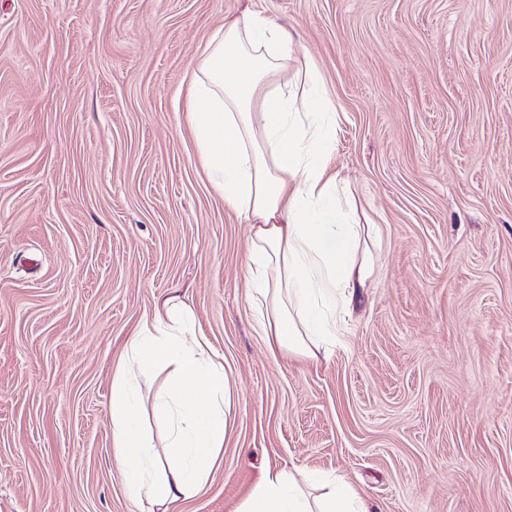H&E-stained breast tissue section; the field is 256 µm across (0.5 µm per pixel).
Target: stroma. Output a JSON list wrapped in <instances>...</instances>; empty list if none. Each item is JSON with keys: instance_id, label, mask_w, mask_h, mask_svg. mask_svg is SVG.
I'll return each mask as SVG.
<instances>
[{"instance_id": "1", "label": "stroma", "mask_w": 512, "mask_h": 512, "mask_svg": "<svg viewBox=\"0 0 512 512\" xmlns=\"http://www.w3.org/2000/svg\"><path fill=\"white\" fill-rule=\"evenodd\" d=\"M338 114L328 164L378 228L363 301L311 360L270 352L248 226L184 127L241 0H0V512H141L112 364L190 304L237 387L206 488L342 477L369 512H512V0H253Z\"/></svg>"}]
</instances>
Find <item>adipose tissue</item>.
I'll list each match as a JSON object with an SVG mask.
<instances>
[{
	"label": "adipose tissue",
	"mask_w": 512,
	"mask_h": 512,
	"mask_svg": "<svg viewBox=\"0 0 512 512\" xmlns=\"http://www.w3.org/2000/svg\"><path fill=\"white\" fill-rule=\"evenodd\" d=\"M185 124L198 161L229 209L249 226L248 299L264 306L270 349L317 357L333 330L329 304L353 308L373 273L377 229L343 210L339 175L326 163L336 115L301 62L290 30L251 6L225 21L200 54ZM169 368L153 401L166 423L163 445L141 427L137 372ZM235 387L196 331L193 308L156 304L112 371V451L127 496L170 512L199 493L224 446ZM236 512H368L345 483L319 494L296 477L267 472Z\"/></svg>",
	"instance_id": "1"
}]
</instances>
